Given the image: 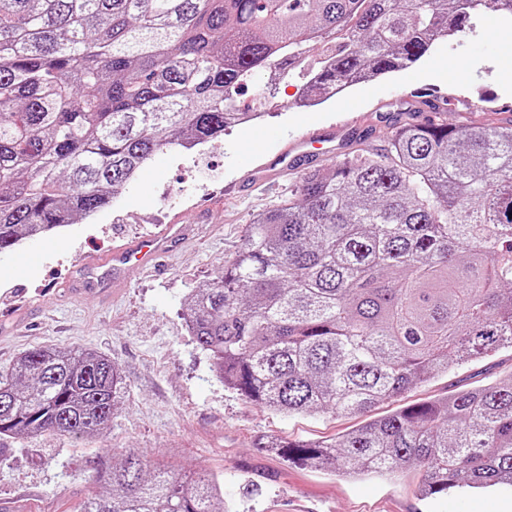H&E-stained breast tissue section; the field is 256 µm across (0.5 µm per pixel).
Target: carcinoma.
Listing matches in <instances>:
<instances>
[{
  "label": "carcinoma",
  "mask_w": 512,
  "mask_h": 512,
  "mask_svg": "<svg viewBox=\"0 0 512 512\" xmlns=\"http://www.w3.org/2000/svg\"><path fill=\"white\" fill-rule=\"evenodd\" d=\"M512 0H0V253L92 217L171 145L240 124L258 71L306 77L311 106L399 72ZM326 49L311 63L307 46ZM257 215L183 316L228 388L279 413L363 415L448 367L512 351V122H407ZM118 368L33 348L0 376V436L92 437ZM342 476L422 471L425 497L512 484V374L403 406L331 441L259 444ZM79 512H220L130 452Z\"/></svg>",
  "instance_id": "cac0c4a2"
}]
</instances>
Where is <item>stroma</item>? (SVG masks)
I'll list each match as a JSON object with an SVG mask.
<instances>
[{
	"instance_id": "35a3bbf8",
	"label": "stroma",
	"mask_w": 512,
	"mask_h": 512,
	"mask_svg": "<svg viewBox=\"0 0 512 512\" xmlns=\"http://www.w3.org/2000/svg\"><path fill=\"white\" fill-rule=\"evenodd\" d=\"M410 77L457 97L444 122L481 118L482 110L464 104V97L512 100V22L479 16L473 34L438 44L409 70L371 79L308 109L294 104L297 77L279 81L276 108L257 123L235 126L190 149H161L160 160H148L107 209L77 218L61 234L25 239L0 254V375L23 351L45 347L107 356L122 377L117 408L100 436L72 439L46 430L0 437V502L18 512H77L91 494L105 493L97 479L101 464L134 449L176 469L217 476L226 512H512L508 484L425 498L412 466L388 479L350 480L259 451V443L271 437L328 440L360 419L288 415L255 405L216 377L183 318L193 288L236 256L252 218L278 206L299 185L300 174L291 172L241 189L244 157L264 163L308 129H335L340 156L363 142L380 147L384 132L425 119L421 100L400 98ZM177 218L200 230L159 268L134 274L116 293L84 291V273L76 267L80 257L157 233ZM509 373L511 351L455 365L376 412Z\"/></svg>"
}]
</instances>
